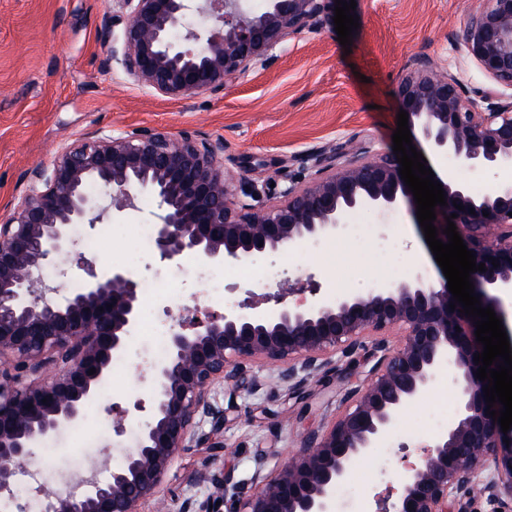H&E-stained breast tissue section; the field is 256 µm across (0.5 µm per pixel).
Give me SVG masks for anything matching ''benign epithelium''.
<instances>
[{"instance_id":"obj_1","label":"benign epithelium","mask_w":512,"mask_h":512,"mask_svg":"<svg viewBox=\"0 0 512 512\" xmlns=\"http://www.w3.org/2000/svg\"><path fill=\"white\" fill-rule=\"evenodd\" d=\"M114 2L118 10L103 31L107 42L122 26L121 50H112V60L137 85L172 100L217 92L226 81L269 68L290 37L330 25L335 16V0H266L259 12L245 0ZM192 12L206 26L175 37ZM456 49L492 89L470 97L459 74L428 54L415 55L396 87L408 126L420 132L412 146L424 143L471 170L512 167V0H480ZM223 155L224 140L186 132L91 133L61 152L52 168L32 170L27 193L0 216V497L15 498L34 448L62 424L82 422L138 324V282L121 269L99 272L82 253L75 266L83 287L62 304L47 298L54 287L41 271L70 257L73 227L97 224L109 211L90 196L89 185L102 187L120 208L134 205L139 193L158 200L154 246L168 265L191 255L234 265L276 254L336 233L354 211L385 214L413 198L396 154L369 143L316 155L307 176L284 177L280 201L272 204L246 178L224 174ZM442 188L447 205L435 207L433 221L438 239L448 242L446 217L457 214L456 231L487 268L470 274L475 295L502 319L500 295L512 291V184L484 195L463 182L444 181ZM317 294L309 277L267 295L270 307L261 313L248 312L255 305L248 291L237 310L180 314L166 355L150 366V403L133 404L143 414L136 446L104 478L88 467L68 489L47 497L44 512H143L160 497L178 452L202 447L224 429L240 394L266 386L248 364H275L276 384L298 395L329 369V352H352L369 336L366 382L345 390L332 418L306 431L301 451L272 470L256 457L245 482L231 470L214 471V491L202 500L186 498L182 512H332L351 462L368 456L448 365L457 416L418 461L405 464L391 509L379 512H466L478 492L512 512V429L502 432L486 412L488 381L477 379L474 362L483 345L474 318L459 305L451 310L448 287L416 275L333 301ZM393 328L404 332L394 347L383 339ZM52 362L63 368L48 378Z\"/></svg>"}]
</instances>
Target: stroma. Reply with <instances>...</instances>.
Returning a JSON list of instances; mask_svg holds the SVG:
<instances>
[{
    "mask_svg": "<svg viewBox=\"0 0 512 512\" xmlns=\"http://www.w3.org/2000/svg\"><path fill=\"white\" fill-rule=\"evenodd\" d=\"M112 5V0H0V214L28 191L30 170L51 166L80 137L93 132L117 136L143 127L223 139L225 171L245 175L275 202L284 175H302L310 155L351 141L392 150L400 110L395 90L414 54L428 52L461 74L468 94L489 86L451 42L478 0H359V27L350 48L340 45L334 27L306 31L291 37L280 59L251 80L186 100L150 93L113 63L110 46L100 39ZM427 160L441 179L467 183L478 194L512 182V168L487 175L444 156L431 154ZM158 212L157 200L148 194L134 207L112 211L107 223L90 234L94 247L86 255L99 271L119 267L155 288L152 313L166 327L182 308L221 312L246 292L259 298L289 278L314 277L321 296L331 300L393 283L390 261L379 246L383 239L397 246L403 273L414 271L430 281L440 277L417 215L406 203L384 219L364 211L377 236L363 246L352 245L344 230L232 266L193 256L177 265L160 264L152 242L138 235L139 226L154 224ZM364 357L361 349L333 354L330 369L308 382L299 397L274 383L256 395L238 397L219 436L223 453L182 449L160 504H148L145 512H179L184 498H205L212 490L205 478L212 467L234 470L242 479L250 477L257 456H265L272 467L286 462L298 452L303 430L334 413L344 390L362 384ZM138 371L130 362L110 374L81 424L63 428L50 448L37 450L43 494L55 493L75 464L94 458L106 470L121 460L126 437L138 432L139 422L126 419L124 435L116 436L107 408L151 395ZM443 409L456 410L446 369L379 440L365 468L352 470L339 492L343 512H373L376 496L395 486L401 456L417 459L431 442L432 419Z\"/></svg>",
    "mask_w": 512,
    "mask_h": 512,
    "instance_id": "1",
    "label": "stroma"
}]
</instances>
